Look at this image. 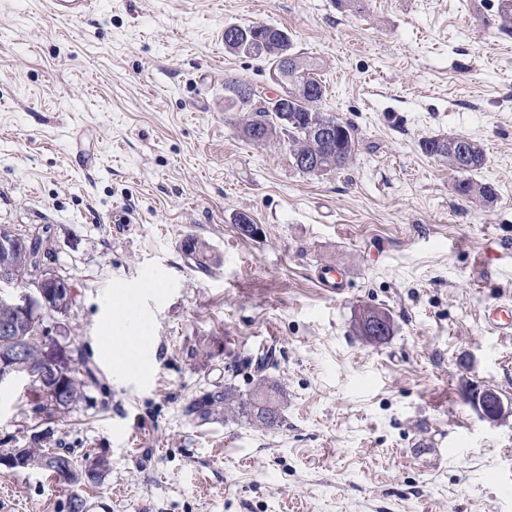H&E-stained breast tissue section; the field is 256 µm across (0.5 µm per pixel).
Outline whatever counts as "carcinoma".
<instances>
[{
	"label": "carcinoma",
	"mask_w": 512,
	"mask_h": 512,
	"mask_svg": "<svg viewBox=\"0 0 512 512\" xmlns=\"http://www.w3.org/2000/svg\"><path fill=\"white\" fill-rule=\"evenodd\" d=\"M224 49L231 54L261 58L280 73L283 83L291 96L287 102L271 105L260 97L256 86L238 78H224V111L243 113L244 135L253 142L265 144L283 143L288 147V160L293 167L305 174H331L345 168L358 152L359 139L353 124L323 110L326 88L317 72L318 65L312 59L294 50L288 31L257 23L248 26L228 25L224 27ZM422 150L430 155L448 161L457 172L465 175L455 185V191L462 197L486 206L493 201L495 192L486 183H477L468 174L485 165V154L481 146L464 135L429 138L423 141ZM304 157L319 159L316 171L298 167L297 161ZM184 246L191 248L190 256L199 265L210 262L207 244L196 238H188ZM21 338L27 340L28 353L18 372L26 373L39 384L45 403L43 409L51 406L64 410L84 398L87 382L98 383L86 361L79 357L71 360L85 366V379L75 376L73 366L51 376L43 371L39 344L35 340V327L21 325ZM279 386L268 377L258 379L252 395L248 398L233 399L229 388L224 392L206 393L193 402L190 412L202 421L222 408L234 412L247 423L258 422L268 428L282 423L280 412L275 405ZM25 456L31 469L51 472L70 489L68 512H77L76 505L85 503L81 487L103 483L108 468H103L98 477L89 481L76 478L80 470L73 458L66 452L55 455L43 448H26Z\"/></svg>",
	"instance_id": "cac0c4a2"
}]
</instances>
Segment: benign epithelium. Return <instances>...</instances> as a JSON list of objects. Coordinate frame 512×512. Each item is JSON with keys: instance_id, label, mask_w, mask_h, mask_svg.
Wrapping results in <instances>:
<instances>
[{"instance_id": "7a95c632", "label": "benign epithelium", "mask_w": 512, "mask_h": 512, "mask_svg": "<svg viewBox=\"0 0 512 512\" xmlns=\"http://www.w3.org/2000/svg\"><path fill=\"white\" fill-rule=\"evenodd\" d=\"M36 236H29L31 250L27 272L24 278L22 270L12 261L13 252L22 243V239L8 227L0 228V286L16 287L20 292L8 301L13 317L0 320V383L11 377L18 362L26 356V343L17 336L20 324L36 319L40 311L65 313L72 304V289L69 282L44 268L43 259L49 247H35ZM361 327L369 338L376 340L387 333V323L376 311L363 310ZM45 371H55L63 360L61 348L56 341H45L41 345ZM470 399L480 416L494 421L505 412L501 397L492 388H476L470 392Z\"/></svg>"}]
</instances>
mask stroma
<instances>
[{"label":"stroma","mask_w":512,"mask_h":512,"mask_svg":"<svg viewBox=\"0 0 512 512\" xmlns=\"http://www.w3.org/2000/svg\"><path fill=\"white\" fill-rule=\"evenodd\" d=\"M78 22L41 0H0V226L47 227V267L72 304L42 314L46 340L99 379L60 412L20 373L0 383V454L40 446L103 456L97 512H512V32L498 0H99ZM283 27L322 64L324 111L355 125L346 169L314 176L260 147L217 108L225 75L280 87L261 59L224 50V25ZM462 134L484 149L458 173L423 152ZM245 214L261 232L241 234ZM126 232H117V225ZM213 256L200 268L186 238ZM344 268L332 298L320 265ZM394 334L363 340L364 307ZM109 336H137L117 375ZM285 393L270 429L201 395H249L257 363ZM491 387L509 411L483 420ZM69 488L0 465V512H67ZM455 191L462 197L471 199L481 206H486L493 201L495 192L486 183H477L470 178H463L455 185ZM485 322L496 330L512 329V305L493 304L484 311ZM470 399L485 420L494 421L505 412L501 397L492 388H476L470 392Z\"/></svg>","instance_id":"stroma-1"}]
</instances>
